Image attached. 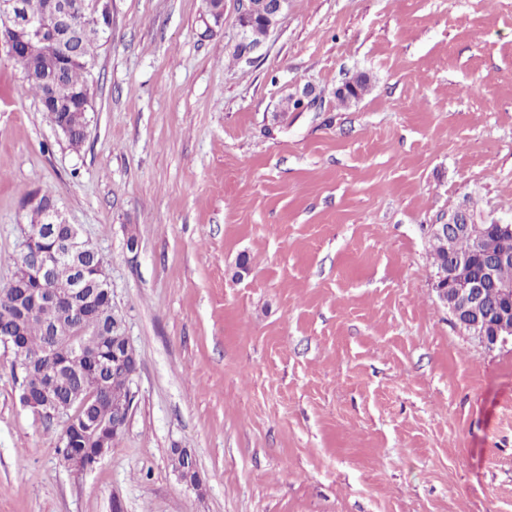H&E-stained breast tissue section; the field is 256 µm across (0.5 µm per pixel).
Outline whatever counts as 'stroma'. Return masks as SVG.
<instances>
[{"label": "stroma", "instance_id": "stroma-1", "mask_svg": "<svg viewBox=\"0 0 512 512\" xmlns=\"http://www.w3.org/2000/svg\"><path fill=\"white\" fill-rule=\"evenodd\" d=\"M205 11L112 0L77 151L0 49V288L50 193L139 360L74 472L0 346V512H512V345L455 326L429 252L455 210L512 222V0H289L241 59L236 0Z\"/></svg>", "mask_w": 512, "mask_h": 512}]
</instances>
